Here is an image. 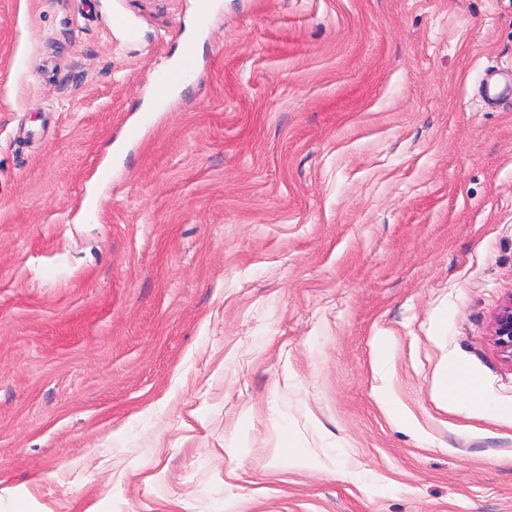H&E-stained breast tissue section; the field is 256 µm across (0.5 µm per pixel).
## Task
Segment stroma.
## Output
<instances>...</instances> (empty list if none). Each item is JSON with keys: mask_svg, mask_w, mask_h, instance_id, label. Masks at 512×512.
Segmentation results:
<instances>
[{"mask_svg": "<svg viewBox=\"0 0 512 512\" xmlns=\"http://www.w3.org/2000/svg\"><path fill=\"white\" fill-rule=\"evenodd\" d=\"M212 3L0 0V512H512V0ZM196 69V59L190 51H186L177 66L159 69L155 75V81L159 89L166 90L192 78ZM502 77L503 81H500ZM481 98L488 107L497 106L501 101L512 98V77L494 70L485 73L482 81ZM492 336L502 355L512 361V295L494 317ZM440 387L454 405L462 408H479V401L476 399V381L463 369L453 364L449 365L448 373L441 380Z\"/></svg>", "mask_w": 512, "mask_h": 512, "instance_id": "obj_1", "label": "stroma"}]
</instances>
